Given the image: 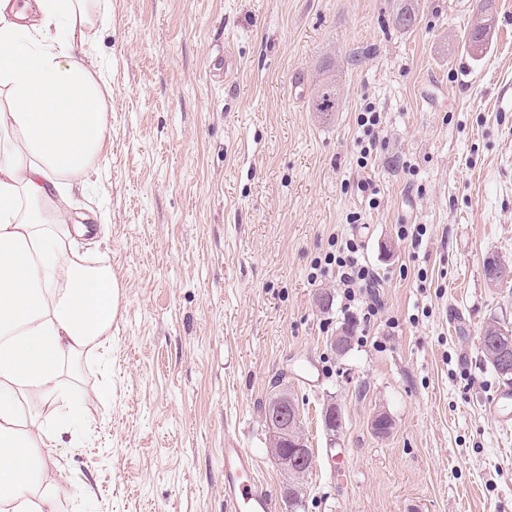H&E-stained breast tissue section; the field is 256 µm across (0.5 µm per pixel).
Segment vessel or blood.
<instances>
[{"label":"vessel or blood","instance_id":"1","mask_svg":"<svg viewBox=\"0 0 512 512\" xmlns=\"http://www.w3.org/2000/svg\"><path fill=\"white\" fill-rule=\"evenodd\" d=\"M224 501L229 512H274L249 449L232 446L224 450Z\"/></svg>","mask_w":512,"mask_h":512}]
</instances>
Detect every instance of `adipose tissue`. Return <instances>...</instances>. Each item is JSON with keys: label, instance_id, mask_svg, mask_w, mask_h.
Segmentation results:
<instances>
[{"label": "adipose tissue", "instance_id": "adipose-tissue-1", "mask_svg": "<svg viewBox=\"0 0 512 512\" xmlns=\"http://www.w3.org/2000/svg\"><path fill=\"white\" fill-rule=\"evenodd\" d=\"M89 0H0V512H61L60 437L82 420L68 364L108 349L121 284L71 236V195L111 129L107 76L77 58Z\"/></svg>", "mask_w": 512, "mask_h": 512}]
</instances>
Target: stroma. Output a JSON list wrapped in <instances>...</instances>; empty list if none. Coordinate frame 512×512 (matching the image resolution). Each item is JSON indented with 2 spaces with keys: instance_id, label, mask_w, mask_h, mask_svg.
I'll return each mask as SVG.
<instances>
[{
  "instance_id": "35a3bbf8",
  "label": "stroma",
  "mask_w": 512,
  "mask_h": 512,
  "mask_svg": "<svg viewBox=\"0 0 512 512\" xmlns=\"http://www.w3.org/2000/svg\"><path fill=\"white\" fill-rule=\"evenodd\" d=\"M100 2L85 60L107 71L111 135L74 220L122 306L109 361L87 354L65 378L90 423L64 451L66 491L83 512H224L235 440L288 512L263 419L282 380L313 455L302 512H512V384L479 344L488 320L512 324V283L483 273L512 264V0H419L406 30L397 0ZM485 5L474 61L462 35ZM326 78L328 117L312 107ZM369 103L379 148L362 168ZM403 224L427 233L401 239ZM337 234L361 241L381 306L343 355L341 301L316 303L336 283L308 279ZM314 107L317 112H336L339 101V89L336 81L326 80L317 85Z\"/></svg>"
}]
</instances>
